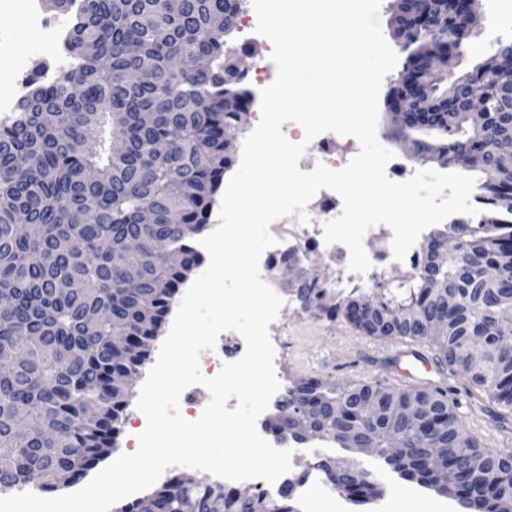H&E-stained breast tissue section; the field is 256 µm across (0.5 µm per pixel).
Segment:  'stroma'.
Wrapping results in <instances>:
<instances>
[{"label":"stroma","mask_w":512,"mask_h":512,"mask_svg":"<svg viewBox=\"0 0 512 512\" xmlns=\"http://www.w3.org/2000/svg\"><path fill=\"white\" fill-rule=\"evenodd\" d=\"M27 0H13L8 15L0 24L12 32L17 53L27 55L31 73H41L51 63L50 52L40 49L39 33L22 16ZM481 21L459 57L458 70L469 69L476 61L492 54L498 42L512 39V0H480ZM273 337H288L290 348L281 367L286 385L307 377L328 378L339 384L378 382L408 387L438 383V372L428 371L421 362L403 355L398 339L376 340L357 331L345 320H330L314 311L301 310L289 301L282 316L269 326ZM456 410L467 433L486 448L512 451V424L500 427L473 405L466 392L467 380L460 375L448 378ZM333 458L343 459L370 471L380 496H394L393 512H465L454 499L440 496L420 485L411 486L413 494L398 497L405 479L375 458L337 446Z\"/></svg>","instance_id":"stroma-1"}]
</instances>
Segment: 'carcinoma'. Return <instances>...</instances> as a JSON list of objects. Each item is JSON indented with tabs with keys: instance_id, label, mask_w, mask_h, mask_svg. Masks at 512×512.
<instances>
[{
	"instance_id": "1",
	"label": "carcinoma",
	"mask_w": 512,
	"mask_h": 512,
	"mask_svg": "<svg viewBox=\"0 0 512 512\" xmlns=\"http://www.w3.org/2000/svg\"><path fill=\"white\" fill-rule=\"evenodd\" d=\"M75 12L67 35L71 65L54 84L31 80L15 115L0 123V295L11 308L0 314V491L27 488L40 494L80 482L112 453L133 377L149 357L180 285L202 262L195 247L206 230L215 196L235 156L224 130L241 123L240 107L254 94L247 75L234 71L224 36L238 27L246 0H183L172 12L165 0H47ZM477 0H419L415 16L396 22L401 69L386 102L421 81L418 99L435 111L391 131L412 154L442 167L475 173L479 213L436 229L442 237L461 229L462 247L440 266L420 264L396 282L353 286L337 293L328 281L306 286L310 308L354 324V299L368 297L385 337L419 342L439 364L463 373L496 409L512 413V309L496 295L512 290V158H487V132L512 145L507 112L512 98L498 74L512 59V40L455 73L425 69L417 46L459 56L477 19ZM488 88L487 112H469V85ZM163 143L164 153L154 146ZM92 209L93 224L72 216ZM152 223L142 224L144 213ZM124 252L139 270L134 280L112 266ZM176 252L181 262L169 264ZM442 296L457 299L445 313ZM420 312L410 322L406 312ZM472 336L497 345L488 373L465 368L462 350ZM376 396L428 414L411 424L371 418L358 401ZM276 411L307 418L309 439L343 443L351 436L404 479L456 499L468 512H512V452L484 448L469 436L448 399V389L380 383L340 385L320 379L287 388ZM448 453L435 461L427 433ZM327 478L340 479L352 498L379 495L350 468L319 462ZM292 484L278 494H253L207 478L176 475L121 512H296Z\"/></svg>"
}]
</instances>
